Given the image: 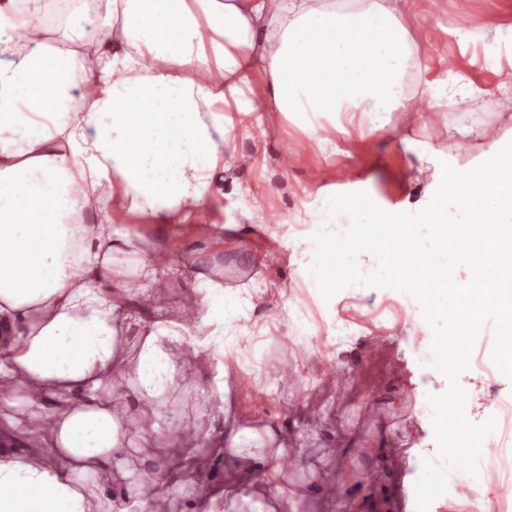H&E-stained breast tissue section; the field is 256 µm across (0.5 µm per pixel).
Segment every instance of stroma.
I'll list each match as a JSON object with an SVG mask.
<instances>
[{
  "mask_svg": "<svg viewBox=\"0 0 512 512\" xmlns=\"http://www.w3.org/2000/svg\"><path fill=\"white\" fill-rule=\"evenodd\" d=\"M491 21L497 33L487 32ZM403 23L414 37L419 26L430 30L433 51H419L405 68L423 65V78L439 86L448 109L436 120H411L415 105L409 100L396 111L364 116L366 125L396 130L399 141L363 140L331 128L316 140L281 113L258 111L247 132L237 134L233 157L217 176L223 198L200 212L196 225L163 231L146 217L114 219L113 229L136 232L141 248H162L160 274L180 268L167 286L170 303L184 297L199 273L249 295L262 292L251 313L261 353L244 341L211 358L195 379L177 381L160 409L154 441L137 462L145 487L166 466L177 428L216 432L236 422L287 437L292 461L280 482L293 492L295 512H401V485L414 490L432 475L440 443L421 401L446 402L448 387L418 369L416 353L431 343L430 327L412 326L413 302L397 290L346 288L334 302L351 336L332 342L292 262L319 218L323 193L364 191L387 211L415 212L436 191L441 161L467 171L512 141V128L500 117L507 107L501 88L512 87V53L488 52L494 38L512 36V0H419ZM452 126L465 131L462 146L453 149ZM427 151L436 165L420 181L409 180L407 165ZM203 224L222 231L202 234ZM295 316L309 325V335L290 327ZM220 388L226 391L221 412L211 405ZM239 477L223 452L201 441L192 477L170 495V512H190L197 480L220 492ZM468 487L465 478H456L426 512H512V501L500 495L475 500Z\"/></svg>",
  "mask_w": 512,
  "mask_h": 512,
  "instance_id": "35a3bbf8",
  "label": "stroma"
}]
</instances>
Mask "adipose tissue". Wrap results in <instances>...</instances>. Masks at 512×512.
I'll return each mask as SVG.
<instances>
[{
	"label": "adipose tissue",
	"mask_w": 512,
	"mask_h": 512,
	"mask_svg": "<svg viewBox=\"0 0 512 512\" xmlns=\"http://www.w3.org/2000/svg\"><path fill=\"white\" fill-rule=\"evenodd\" d=\"M122 21L111 41L89 44L78 60L48 54L47 38L73 39L93 25L86 0H0V438L23 434L28 452L0 448V512H116L122 486L156 430L157 409L177 375L237 347L250 305L240 290L197 275L191 316L146 315L158 284L153 257L140 253L113 218L184 223L219 193L214 174L230 129L224 110L292 111L299 95L360 137L389 138L365 125L376 105H398L396 64L418 46L400 15L359 9L357 0H108ZM276 51H268L270 39ZM162 61L148 69L146 59ZM204 75L197 81L186 67ZM91 93L72 111L74 93ZM81 199L96 223L63 227L58 216ZM129 263L116 271V256ZM136 334L138 353L125 347ZM420 371L448 377V397L469 401L468 368L443 371L439 352L422 351ZM127 386L139 407L136 429L114 389ZM56 399L45 408L44 396ZM477 423L462 413L459 426ZM467 474L477 494L500 476L498 426ZM183 451L141 505L159 512L193 465L197 432L176 435ZM232 456L284 451L276 432L235 426ZM279 468L251 493L225 487L195 499L197 512H275L290 498Z\"/></svg>",
	"instance_id": "obj_1"
}]
</instances>
